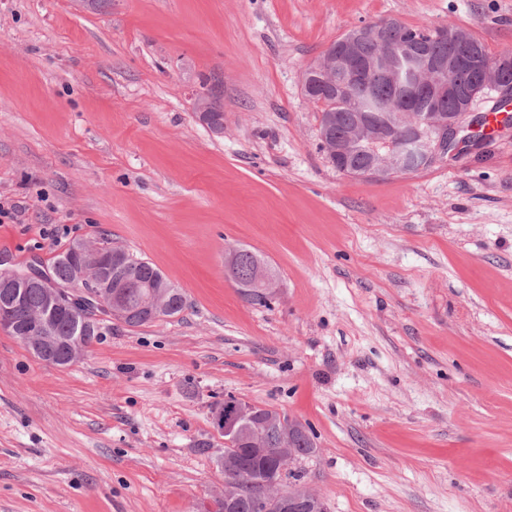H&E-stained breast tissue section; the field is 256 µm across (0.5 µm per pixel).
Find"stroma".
<instances>
[{
	"mask_svg": "<svg viewBox=\"0 0 512 512\" xmlns=\"http://www.w3.org/2000/svg\"><path fill=\"white\" fill-rule=\"evenodd\" d=\"M383 18L512 52V0H0V260L105 239L187 300L66 368L0 329V512H214L230 396L307 427L327 512H512V131L351 176L302 91ZM232 247L277 274L268 306ZM194 111L199 113V118L204 122L209 121L211 112H213L208 127L213 131H221V129L217 127L221 125L222 127L224 126V112L216 97L206 94L198 95L194 102ZM221 120H223V122H221ZM237 250H240V252L235 254ZM227 258V264L224 266L225 275L239 288H242L240 294L243 299L251 305L266 306L275 295V288H278V284L275 277L274 279L269 278L267 283L261 286L253 284L252 277L257 262L261 263L264 260L256 253L244 248L229 252Z\"/></svg>",
	"mask_w": 512,
	"mask_h": 512,
	"instance_id": "stroma-1",
	"label": "stroma"
}]
</instances>
